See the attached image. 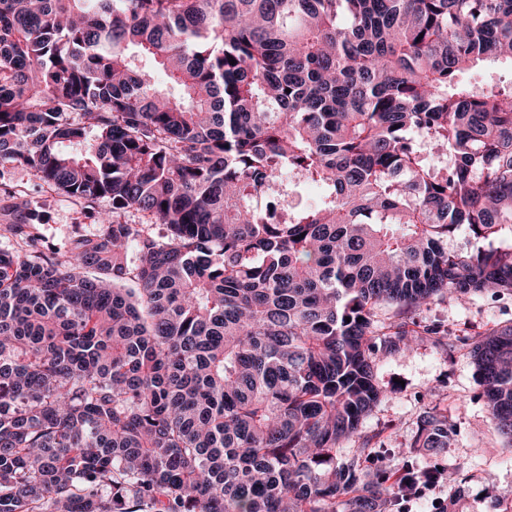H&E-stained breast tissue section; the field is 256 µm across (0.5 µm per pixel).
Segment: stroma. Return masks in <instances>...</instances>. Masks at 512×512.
Returning <instances> with one entry per match:
<instances>
[{"label": "stroma", "instance_id": "obj_1", "mask_svg": "<svg viewBox=\"0 0 512 512\" xmlns=\"http://www.w3.org/2000/svg\"><path fill=\"white\" fill-rule=\"evenodd\" d=\"M7 185L29 190L33 204L46 212V245L59 247L75 234L98 233V225L81 218L73 199L37 183L27 172L1 169L0 188ZM419 317L446 326L449 335H463L494 322H511L512 300L494 302L477 295L462 302H436L422 309ZM378 376L390 394L365 418L363 429L382 433L387 442L378 449L371 468L394 470L406 459L419 467L431 463V456L414 447L413 440L423 414L437 409L447 415L453 431L441 461L465 465L464 479L454 489L463 512H488L492 501L512 498V457L503 453V441L491 429L489 409L466 348L447 353L423 340L410 354L385 359Z\"/></svg>", "mask_w": 512, "mask_h": 512}]
</instances>
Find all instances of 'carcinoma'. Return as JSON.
Returning <instances> with one entry per match:
<instances>
[{
    "label": "carcinoma",
    "mask_w": 512,
    "mask_h": 512,
    "mask_svg": "<svg viewBox=\"0 0 512 512\" xmlns=\"http://www.w3.org/2000/svg\"><path fill=\"white\" fill-rule=\"evenodd\" d=\"M499 59L512 0H0V167L101 225L47 254L0 193V512H392L379 363L512 297ZM461 343L512 454V325ZM464 77L482 88H490L503 80H510L511 70L508 63L481 65L465 72ZM419 319L448 327L452 340L485 325L512 321V300L493 302L489 295L472 296L457 302H436L419 312ZM460 335V336H457Z\"/></svg>",
    "instance_id": "1"
}]
</instances>
